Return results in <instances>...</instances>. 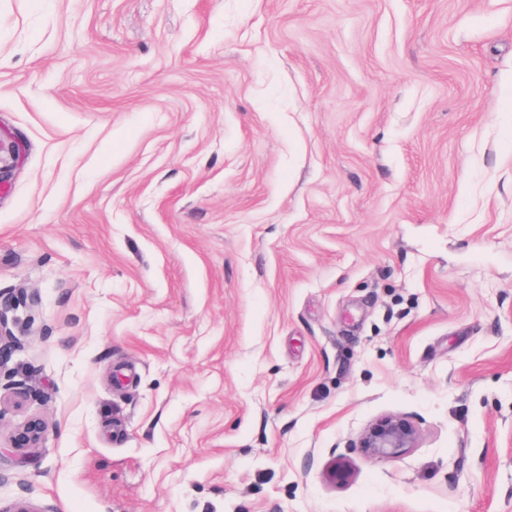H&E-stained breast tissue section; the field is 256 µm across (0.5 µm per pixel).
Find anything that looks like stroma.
<instances>
[{"label": "stroma", "mask_w": 512, "mask_h": 512, "mask_svg": "<svg viewBox=\"0 0 512 512\" xmlns=\"http://www.w3.org/2000/svg\"><path fill=\"white\" fill-rule=\"evenodd\" d=\"M0 139V512H512V0H0ZM49 429L48 421L40 414L27 415L8 436L7 446L16 453L41 447ZM418 431L411 421L397 415L371 423L359 439V448L374 459H398L406 448L416 447Z\"/></svg>", "instance_id": "obj_1"}]
</instances>
